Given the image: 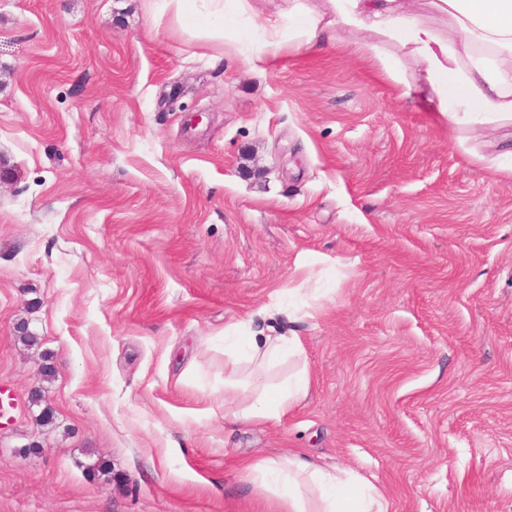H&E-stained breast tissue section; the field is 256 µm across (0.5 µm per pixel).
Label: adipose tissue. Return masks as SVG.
Here are the masks:
<instances>
[{"mask_svg": "<svg viewBox=\"0 0 512 512\" xmlns=\"http://www.w3.org/2000/svg\"><path fill=\"white\" fill-rule=\"evenodd\" d=\"M184 30L194 36L224 38V0H161ZM446 16L439 26L417 18L412 0H326L309 11L295 38L270 33L267 52L318 51L346 30L372 38L400 40L423 65L422 85L431 112L452 123H493L512 118V0H429ZM301 353L295 336L251 337L250 371L224 381L225 422H281L305 395L309 372L299 368L277 384L270 372L287 355ZM249 471L281 481L287 512H387L386 500L371 481L352 471L325 469L291 453L250 463Z\"/></svg>", "mask_w": 512, "mask_h": 512, "instance_id": "adipose-tissue-1", "label": "adipose tissue"}]
</instances>
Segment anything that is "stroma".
Wrapping results in <instances>:
<instances>
[{"label":"stroma","mask_w":512,"mask_h":512,"mask_svg":"<svg viewBox=\"0 0 512 512\" xmlns=\"http://www.w3.org/2000/svg\"><path fill=\"white\" fill-rule=\"evenodd\" d=\"M253 5L0 0V512H283L246 465L291 451L512 512V120L436 118L395 41L269 56L302 19ZM246 321L302 344L278 424L224 422ZM173 11L184 30L196 37L220 41L224 38L223 0H154Z\"/></svg>","instance_id":"35a3bbf8"}]
</instances>
